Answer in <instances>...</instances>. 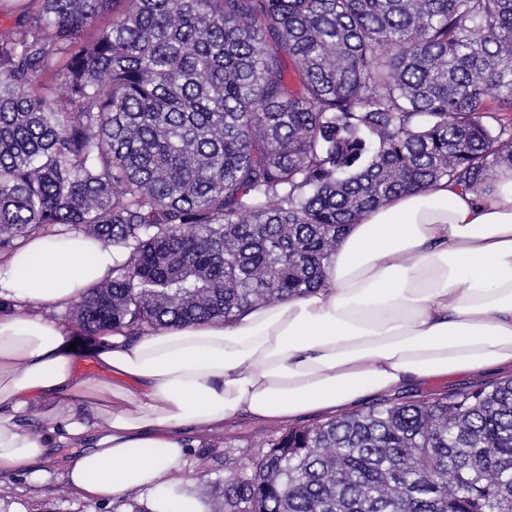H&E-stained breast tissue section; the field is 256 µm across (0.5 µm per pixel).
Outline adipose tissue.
<instances>
[{
	"label": "adipose tissue",
	"mask_w": 512,
	"mask_h": 512,
	"mask_svg": "<svg viewBox=\"0 0 512 512\" xmlns=\"http://www.w3.org/2000/svg\"><path fill=\"white\" fill-rule=\"evenodd\" d=\"M117 253L77 233H34L0 257V473L61 471L90 502L147 492L152 512H204L178 472L184 430L247 415L288 423L370 392L512 370V169L486 191H405L347 227L322 287L241 314L127 338L100 333L79 374L71 328ZM45 408L48 430L30 418Z\"/></svg>",
	"instance_id": "1"
}]
</instances>
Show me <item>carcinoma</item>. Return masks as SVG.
Segmentation results:
<instances>
[{"instance_id": "carcinoma-1", "label": "carcinoma", "mask_w": 512, "mask_h": 512, "mask_svg": "<svg viewBox=\"0 0 512 512\" xmlns=\"http://www.w3.org/2000/svg\"><path fill=\"white\" fill-rule=\"evenodd\" d=\"M23 2L0 250L112 244L72 312L89 336L303 296L366 210L512 167V0ZM212 512H512V377L288 426Z\"/></svg>"}]
</instances>
